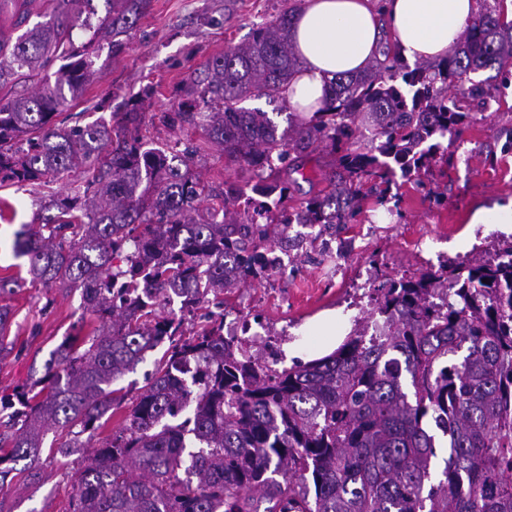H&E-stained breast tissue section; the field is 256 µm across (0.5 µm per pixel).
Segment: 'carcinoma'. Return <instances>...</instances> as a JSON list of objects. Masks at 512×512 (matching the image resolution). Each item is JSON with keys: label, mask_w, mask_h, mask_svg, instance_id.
I'll return each instance as SVG.
<instances>
[{"label": "carcinoma", "mask_w": 512, "mask_h": 512, "mask_svg": "<svg viewBox=\"0 0 512 512\" xmlns=\"http://www.w3.org/2000/svg\"><path fill=\"white\" fill-rule=\"evenodd\" d=\"M101 2L102 15L96 0H0V186L90 173L84 196L52 200L16 247L30 284L80 291L98 322L88 348L64 337L0 395V486L21 461L37 477L50 432L66 434L60 453L84 447L125 402L118 382L165 344L123 426L75 473L66 512H512V261L497 260L512 242L391 282L335 351L281 370L265 342L224 333L222 317L188 335L162 312L177 298L191 314L269 275L291 225L359 224L362 201L385 203L396 172L422 186L432 163H450L442 140L470 119L458 99L486 109L512 82L501 0H479L440 61L411 65L388 42L364 72L330 84L320 111L289 112L284 128L240 103L288 108L299 0L208 60L195 96L165 122L201 129L196 150L216 144L225 166L254 172L246 208L237 185L217 194L192 158L131 133L135 112L115 126L57 122L94 78L97 50L120 54L150 6ZM320 146L338 174L291 207L288 173ZM12 319L0 305L1 357Z\"/></svg>", "instance_id": "obj_1"}]
</instances>
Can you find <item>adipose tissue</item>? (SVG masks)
I'll use <instances>...</instances> for the list:
<instances>
[{"label": "adipose tissue", "mask_w": 512, "mask_h": 512, "mask_svg": "<svg viewBox=\"0 0 512 512\" xmlns=\"http://www.w3.org/2000/svg\"><path fill=\"white\" fill-rule=\"evenodd\" d=\"M477 9L478 0H305L291 32L300 60L291 110L318 111L336 75L362 73L379 55L382 27L407 61L437 60Z\"/></svg>", "instance_id": "obj_1"}]
</instances>
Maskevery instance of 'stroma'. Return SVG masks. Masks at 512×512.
I'll return each mask as SVG.
<instances>
[{"mask_svg":"<svg viewBox=\"0 0 512 512\" xmlns=\"http://www.w3.org/2000/svg\"><path fill=\"white\" fill-rule=\"evenodd\" d=\"M289 0H151L114 57L100 50L97 75L84 95L67 111L65 125H84L102 118L117 123L130 107L140 112V133L150 145L177 154L202 138L199 131L173 128L163 121L191 95L194 72L203 69L227 46L247 42L254 28L272 23ZM512 88L491 109H473L448 148L453 163L446 174L425 176L423 188L398 178L386 204L370 208L369 218L336 234L319 227L293 225L288 232V268L225 296V323L251 322L269 336L281 366L318 358L322 338L315 323L336 314L342 334L372 307L373 288L432 269L443 261L464 259L507 240L496 224L474 218L500 201L512 199ZM87 172L72 170L57 180L0 189L12 210L0 220V276L25 272L27 260L15 256V235L34 223L50 196L83 195ZM14 317L13 350L0 357V392L26 381L32 364L43 363L69 333L89 325L80 291L22 287L5 297ZM57 434H47L41 481L30 486L22 478L0 488L10 512H66L73 494L72 474L87 455L78 448L57 454Z\"/></svg>","mask_w":512,"mask_h":512,"instance_id":"35a3bbf8","label":"stroma"}]
</instances>
